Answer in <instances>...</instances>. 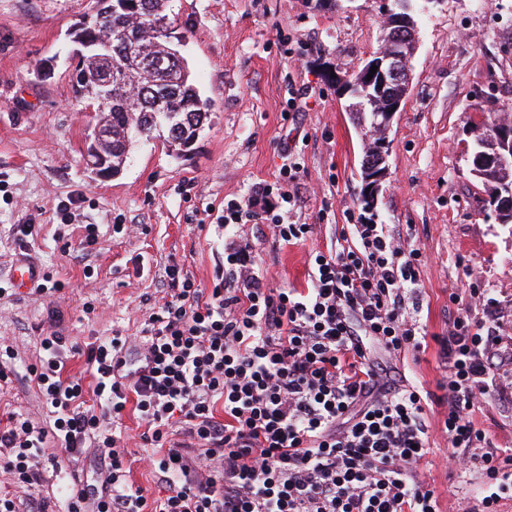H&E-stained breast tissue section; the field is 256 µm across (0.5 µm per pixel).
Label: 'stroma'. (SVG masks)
I'll use <instances>...</instances> for the list:
<instances>
[{"mask_svg":"<svg viewBox=\"0 0 512 512\" xmlns=\"http://www.w3.org/2000/svg\"><path fill=\"white\" fill-rule=\"evenodd\" d=\"M92 5L0 0V349L14 353L0 413L44 416L30 375L40 336L56 331L83 347L138 335L167 295L172 264L213 287L224 263V205L248 200L264 183L294 194L289 222L314 227L304 244L281 247L252 226L256 268L269 287H305L312 251L336 245L342 225L370 219L422 252L419 318L428 335H447L456 311L450 293L475 286L493 299L502 339H512V227L498 224L462 157L475 114H512V0H419L412 80L370 204L361 196L366 138L330 76L352 77L378 52L391 0H170L179 51L210 117L186 156L142 141L106 179L85 162L97 114L76 94L72 55L71 32ZM293 91L301 98L290 119ZM289 150L302 170L288 184L279 169ZM21 224L35 227L24 251L61 290L15 288ZM88 224L98 237L86 247ZM396 365L428 390L443 379L435 342ZM474 418L496 446L512 448V400L487 398ZM54 454L57 467L37 485L14 483L0 468V495L15 498L21 512H39L43 500L63 512L61 486L96 473L88 458ZM431 476L440 512H480V471L435 467Z\"/></svg>","mask_w":512,"mask_h":512,"instance_id":"1","label":"stroma"}]
</instances>
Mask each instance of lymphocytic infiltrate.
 I'll return each mask as SVG.
<instances>
[{
  "instance_id": "obj_1",
  "label": "lymphocytic infiltrate",
  "mask_w": 512,
  "mask_h": 512,
  "mask_svg": "<svg viewBox=\"0 0 512 512\" xmlns=\"http://www.w3.org/2000/svg\"><path fill=\"white\" fill-rule=\"evenodd\" d=\"M223 221L234 237L213 288L169 266L168 297L141 335L83 350L54 332L41 338L35 379L49 424L9 413L1 466L31 486L42 479L46 441L70 453L94 444L104 465L96 483L71 489L67 512H439L420 475L435 453L425 419L434 404L449 447L463 451L456 472L483 471V512H498L512 492V448L493 451L472 419L486 397L512 388L491 298L470 289L485 319L458 309L439 338L438 395L397 378L392 365L427 346L410 309L422 286L419 249L403 248L387 225L350 224L349 246L312 254L307 287L271 288L246 225L267 224L287 245L306 242L313 225L234 199ZM79 353L86 375L66 374ZM130 407L158 453L156 498L129 480L120 440Z\"/></svg>"
}]
</instances>
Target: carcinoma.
Masks as SVG:
<instances>
[{
    "mask_svg": "<svg viewBox=\"0 0 512 512\" xmlns=\"http://www.w3.org/2000/svg\"><path fill=\"white\" fill-rule=\"evenodd\" d=\"M169 0H112V16L78 27L75 43L112 36V56L89 48L77 70L80 97L97 104L95 128L102 134L96 150L114 170L124 167L133 142L162 139L169 149L187 152L203 129L210 101L201 97L183 57L168 50L172 21ZM123 83L107 86V73ZM504 175L490 170L483 178L492 204Z\"/></svg>",
    "mask_w": 512,
    "mask_h": 512,
    "instance_id": "cac0c4a2",
    "label": "carcinoma"
}]
</instances>
